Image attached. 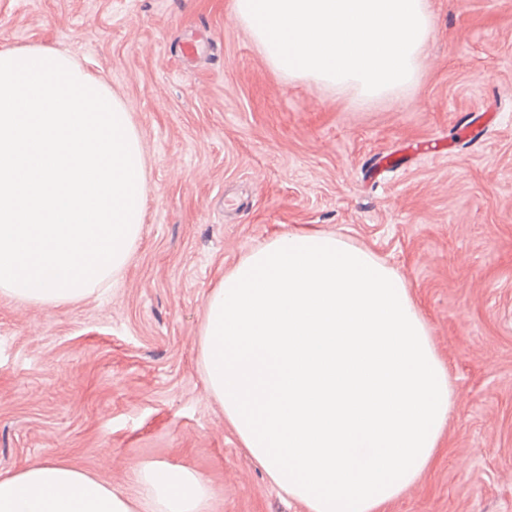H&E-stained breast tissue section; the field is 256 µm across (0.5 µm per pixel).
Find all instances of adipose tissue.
Wrapping results in <instances>:
<instances>
[{"label":"adipose tissue","mask_w":512,"mask_h":512,"mask_svg":"<svg viewBox=\"0 0 512 512\" xmlns=\"http://www.w3.org/2000/svg\"><path fill=\"white\" fill-rule=\"evenodd\" d=\"M137 495L46 457L0 473V512H213L208 480L186 467L153 464L135 472Z\"/></svg>","instance_id":"adipose-tissue-1"}]
</instances>
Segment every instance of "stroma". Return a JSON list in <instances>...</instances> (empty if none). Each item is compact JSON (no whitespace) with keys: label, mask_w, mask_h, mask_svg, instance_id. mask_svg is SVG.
<instances>
[{"label":"stroma","mask_w":512,"mask_h":512,"mask_svg":"<svg viewBox=\"0 0 512 512\" xmlns=\"http://www.w3.org/2000/svg\"><path fill=\"white\" fill-rule=\"evenodd\" d=\"M430 7L417 82L362 103L275 71L231 0H0V47L59 49L124 99L149 176L108 286L53 307L0 294V473L55 457L134 495L165 463L208 479L217 512H308L199 360L225 272L308 229L398 271L450 373L435 457L383 512H512V0Z\"/></svg>","instance_id":"1"}]
</instances>
